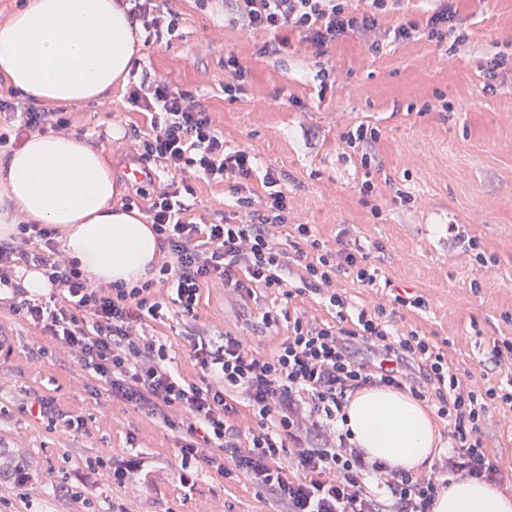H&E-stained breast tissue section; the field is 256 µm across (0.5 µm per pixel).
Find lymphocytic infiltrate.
Listing matches in <instances>:
<instances>
[{
    "label": "lymphocytic infiltrate",
    "instance_id": "f902f5d3",
    "mask_svg": "<svg viewBox=\"0 0 512 512\" xmlns=\"http://www.w3.org/2000/svg\"><path fill=\"white\" fill-rule=\"evenodd\" d=\"M125 2L130 22L141 24L147 42L178 31L181 17L164 0ZM398 2L239 0L230 22L274 34L288 30L316 57L353 36L375 53L383 41H404L421 30L440 45L465 43L455 24L456 0H439L424 22L382 28L381 15ZM127 102L150 118L149 131L136 135L141 161L171 177L153 193L138 190L125 203L131 209L137 198L150 199L145 214L165 255L156 274L130 288L121 281L96 285L60 253L56 229L22 221L11 240L0 242V308L77 349L79 366L113 398L182 429L183 480L201 467L237 472L259 484L285 512H431L451 477L505 485L484 444L482 426L492 409L512 408V379L497 389L472 385L427 336L394 328L384 306L349 318L350 303L337 291L336 276L343 272L362 287H375L377 270L365 257L344 241L336 250L323 249L312 225L289 224L288 195L275 171L259 169L250 151H226L223 134L191 93L163 81H143L129 90ZM71 126L65 108L0 94V149L17 148L34 132L65 133ZM191 176L226 184L237 213L217 210L210 220L195 221L187 201L192 187L173 183ZM256 179L261 182L257 188L252 185ZM284 238L289 248H282ZM292 262L304 288L325 295L335 308L337 324L266 310L264 327L287 326L269 355L228 331L194 338L191 353L201 371L197 384L174 374L163 344L136 331L142 321L164 318L172 306L185 323H193L202 288L214 279L249 292L283 290ZM24 268L43 271L58 298L48 302L30 296L19 281ZM168 282L176 296L167 304L154 290ZM365 387L410 393L446 423L449 447L430 473L387 469L367 461L351 443L342 429L345 408ZM240 398L255 426L236 424ZM174 408L184 411L182 420L171 418Z\"/></svg>",
    "mask_w": 512,
    "mask_h": 512
}]
</instances>
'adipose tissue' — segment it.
Segmentation results:
<instances>
[{
    "label": "adipose tissue",
    "instance_id": "1",
    "mask_svg": "<svg viewBox=\"0 0 512 512\" xmlns=\"http://www.w3.org/2000/svg\"><path fill=\"white\" fill-rule=\"evenodd\" d=\"M140 46L118 0H24L0 23V78L36 100L80 104L107 98L126 80ZM120 189L105 155L68 134L29 137L0 160V239L19 220L61 232L68 258L108 286L149 277L159 260L142 215L112 201ZM351 441L392 470L431 464L436 427L406 393L366 388L347 407ZM432 512H512V497L469 477L451 480Z\"/></svg>",
    "mask_w": 512,
    "mask_h": 512
}]
</instances>
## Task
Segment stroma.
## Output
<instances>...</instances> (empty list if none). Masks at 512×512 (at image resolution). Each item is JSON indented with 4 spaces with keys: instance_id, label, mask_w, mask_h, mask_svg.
<instances>
[{
    "instance_id": "35a3bbf8",
    "label": "stroma",
    "mask_w": 512,
    "mask_h": 512,
    "mask_svg": "<svg viewBox=\"0 0 512 512\" xmlns=\"http://www.w3.org/2000/svg\"><path fill=\"white\" fill-rule=\"evenodd\" d=\"M182 23L166 43L146 44L129 82L149 76L204 100L226 147L255 153L277 170L288 193V221L311 224L325 248L344 240L360 245L377 267L380 286L361 288L338 276L336 288L354 305H389L393 291L424 296L423 310L395 307L398 326L416 328L441 348L449 364L481 388L505 385L512 364L489 361L494 342L512 340V0H462L459 30L469 40L453 53L416 34L372 54L349 38L314 58L290 47L258 52L271 35L229 24L235 0H168ZM236 55L248 71L245 90L224 93V61ZM505 64L486 90L488 58ZM333 73L327 90L315 77ZM127 85L110 97L71 104L72 135L112 160L122 195L136 187L139 166L133 128L144 114L126 104ZM449 110H442V103ZM365 125L377 141L348 146L347 131ZM372 155L370 167L362 154ZM375 186L362 196L364 181ZM411 193L412 203L396 198ZM457 232H450V225ZM487 266H479L476 253ZM335 322L319 295L266 294L254 302L243 290L214 281L202 290L197 326L231 331L260 352H272L285 327L263 328V308ZM187 330L177 313L150 321L142 332L165 344L171 365L187 382L199 380ZM49 397L81 428L46 423L30 413ZM486 448L503 471L512 470V409L493 411L483 425ZM0 445L26 452L40 470L23 486L0 483V512H280L248 478L207 469L180 479L178 435L135 406L111 399L80 371L69 346L0 312ZM100 471L92 495L63 492L76 469ZM128 469L124 483L112 471Z\"/></svg>"
}]
</instances>
